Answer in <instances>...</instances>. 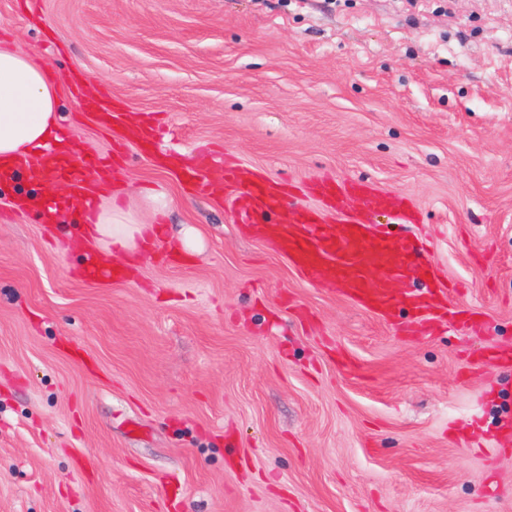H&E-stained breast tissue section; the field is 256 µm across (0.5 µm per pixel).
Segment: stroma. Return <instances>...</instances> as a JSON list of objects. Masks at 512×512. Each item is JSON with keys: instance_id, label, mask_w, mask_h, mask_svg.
<instances>
[{"instance_id": "obj_1", "label": "stroma", "mask_w": 512, "mask_h": 512, "mask_svg": "<svg viewBox=\"0 0 512 512\" xmlns=\"http://www.w3.org/2000/svg\"><path fill=\"white\" fill-rule=\"evenodd\" d=\"M0 41L60 88L72 159L158 237L83 279L76 208L0 182V512H512V0H0ZM163 128L151 151L79 92ZM224 152L282 177L409 197L480 331L425 333L304 279L177 166ZM167 194L152 215L142 189ZM203 250L185 254L183 227ZM84 276L86 281L92 283H102L108 281H120L124 278V270L119 267H105L95 256L90 253L86 260L84 268Z\"/></svg>"}]
</instances>
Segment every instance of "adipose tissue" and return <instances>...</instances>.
Segmentation results:
<instances>
[{"label":"adipose tissue","instance_id":"obj_1","mask_svg":"<svg viewBox=\"0 0 512 512\" xmlns=\"http://www.w3.org/2000/svg\"><path fill=\"white\" fill-rule=\"evenodd\" d=\"M58 87L46 68L21 49L0 46V157H25L43 147L58 130ZM85 233L106 257L143 253L151 224L135 220L116 195L101 196L84 216Z\"/></svg>","mask_w":512,"mask_h":512}]
</instances>
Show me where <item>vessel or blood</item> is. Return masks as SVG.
<instances>
[{"mask_svg": "<svg viewBox=\"0 0 512 512\" xmlns=\"http://www.w3.org/2000/svg\"><path fill=\"white\" fill-rule=\"evenodd\" d=\"M33 177L52 172L63 176L76 197L86 192L85 169L67 162L57 147H49L27 163ZM219 172L225 182L234 184L244 202L240 218L252 224L256 233L271 234L275 247L284 253L309 282H333L337 292L368 311L392 319L398 307L391 289L395 280L421 281L404 305L419 324L457 319L448 304L451 288L433 260L425 256L410 239L374 230L372 217L388 213L400 223L416 222L418 212L403 194L379 189L365 182L340 183L317 180L310 193L335 203L343 218L338 224L323 223L321 218L296 204L288 203V191L279 181L257 177L243 179L237 164L227 159L207 158L202 170L190 172L192 180H203L205 174ZM359 199L362 210L349 212V199ZM287 209L288 221L269 226L265 213ZM86 281L102 283L119 281L123 269L103 266L95 255H88L84 268Z\"/></svg>", "mask_w": 512, "mask_h": 512, "instance_id": "obj_1", "label": "vessel or blood"}]
</instances>
